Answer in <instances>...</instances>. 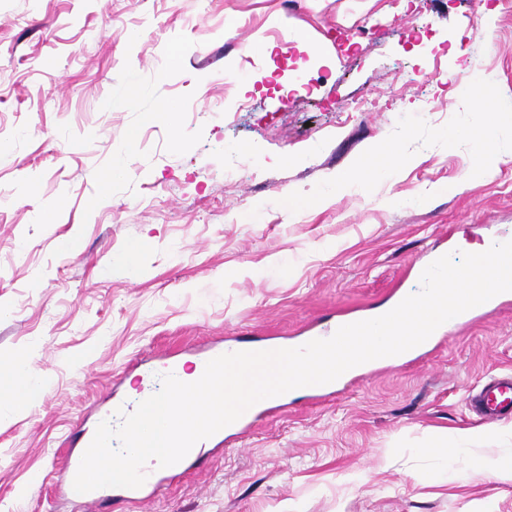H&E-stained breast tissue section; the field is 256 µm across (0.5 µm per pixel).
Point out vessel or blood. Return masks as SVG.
Segmentation results:
<instances>
[{
	"mask_svg": "<svg viewBox=\"0 0 512 512\" xmlns=\"http://www.w3.org/2000/svg\"><path fill=\"white\" fill-rule=\"evenodd\" d=\"M507 293H500L487 302L469 309L452 320L453 329L467 326L477 316L488 315L507 300ZM288 398L284 395L264 399L253 405L237 421L222 428L209 437L210 445L219 447L228 440L239 437L252 428L257 421L286 407ZM471 411L486 422H494L512 416V374L504 373L490 376L488 381L469 398ZM95 434L94 428L84 427L78 430L71 441V449L66 454L63 466L59 472L56 485L58 496L73 504L79 512H102L105 506H113L117 512L128 503H141L147 499L148 489L159 486L162 482L178 476L179 465L158 467L156 462H149L144 467L146 480L143 486L137 488H121L119 494L108 493L107 489L99 488L86 493L76 492L73 487L74 478L78 471L82 456L91 443Z\"/></svg>",
	"mask_w": 512,
	"mask_h": 512,
	"instance_id": "1",
	"label": "vessel or blood"
}]
</instances>
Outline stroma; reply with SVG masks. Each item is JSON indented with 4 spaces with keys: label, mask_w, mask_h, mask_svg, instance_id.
Wrapping results in <instances>:
<instances>
[{
    "label": "stroma",
    "mask_w": 512,
    "mask_h": 512,
    "mask_svg": "<svg viewBox=\"0 0 512 512\" xmlns=\"http://www.w3.org/2000/svg\"><path fill=\"white\" fill-rule=\"evenodd\" d=\"M477 68L512 109V0H0V362L48 381L21 412L0 387V512H72L53 493L70 430L113 384L160 388L130 362L372 314L434 254L512 238V147L468 177L495 139L467 137L453 99ZM169 102L176 125L144 122ZM380 146L405 165L354 178ZM501 372L512 300L404 367L300 394L136 512H512V484L443 480L427 450L512 457V421L468 408ZM501 141L502 140L498 139L492 151L472 167L470 174L472 180H485L491 178L495 174L497 163L502 157L499 147Z\"/></svg>",
    "instance_id": "35a3bbf8"
}]
</instances>
